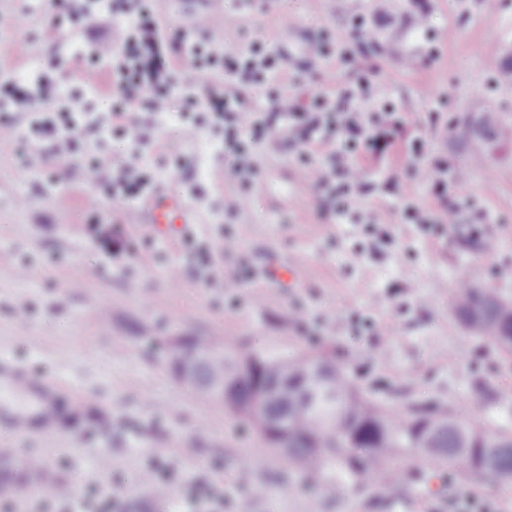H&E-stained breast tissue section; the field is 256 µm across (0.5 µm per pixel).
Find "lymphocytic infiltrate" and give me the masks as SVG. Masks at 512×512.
<instances>
[{
  "label": "lymphocytic infiltrate",
  "instance_id": "lymphocytic-infiltrate-1",
  "mask_svg": "<svg viewBox=\"0 0 512 512\" xmlns=\"http://www.w3.org/2000/svg\"><path fill=\"white\" fill-rule=\"evenodd\" d=\"M112 11L128 20L115 48L105 51L93 46L88 50L92 59L112 61L120 91L112 111H91L85 96L70 95L66 120L61 123L45 109L56 81L42 77L30 85L11 78L0 82V98L13 111L26 113L31 130L54 143L58 155L73 154L87 127H95L99 137H108L116 120L129 133L135 149L148 147L144 134L147 116H159L170 94L179 89L185 96L186 111L206 106L213 130L238 136L232 170L242 186H249L255 175L253 146L285 138L300 149L304 177L325 199L334 217L357 224L380 222V211H357L355 200L366 186V160L386 159L404 128L399 114L381 104L368 80L338 87L331 95L317 92L312 105H305L296 90L315 83L327 56L318 46L292 76V91L275 95L271 111L247 112L243 90L260 81L279 79L276 50L255 51L242 58L225 51L215 32L202 45L184 36L170 39L144 0H113ZM409 157L413 180L428 185L441 206L436 215L407 203L416 223L454 224L462 209L476 207V200L449 198L448 165L425 161L420 138L411 139Z\"/></svg>",
  "mask_w": 512,
  "mask_h": 512
}]
</instances>
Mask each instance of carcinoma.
Wrapping results in <instances>:
<instances>
[{
	"label": "carcinoma",
	"instance_id": "obj_1",
	"mask_svg": "<svg viewBox=\"0 0 512 512\" xmlns=\"http://www.w3.org/2000/svg\"><path fill=\"white\" fill-rule=\"evenodd\" d=\"M459 323L477 339L512 356V296L487 288H461L451 298ZM187 353L208 352L194 369L195 389L238 414L263 386L267 418L287 428L284 447L260 437L278 457L308 472L311 482L332 492L371 488L386 480L389 464L405 455L414 461L408 479L426 481L438 472L461 479L512 482V434L477 425L465 414L440 404L412 403L396 412L360 389L335 360L321 353L276 356L236 348L226 355L208 339L185 340ZM260 358L253 375L225 382L232 361ZM224 383V396L207 391Z\"/></svg>",
	"mask_w": 512,
	"mask_h": 512
}]
</instances>
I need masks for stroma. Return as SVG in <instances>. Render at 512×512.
<instances>
[{
    "instance_id": "obj_1",
    "label": "stroma",
    "mask_w": 512,
    "mask_h": 512,
    "mask_svg": "<svg viewBox=\"0 0 512 512\" xmlns=\"http://www.w3.org/2000/svg\"><path fill=\"white\" fill-rule=\"evenodd\" d=\"M240 0L220 11L186 14L180 0H153L170 33L185 28L204 37L219 30L225 50L243 55L255 45L318 39L343 21L363 18L379 30L371 51L372 78L384 99L404 107L407 128L426 142L428 157L443 159L463 180L449 195L479 197L459 223L434 230L414 224L399 197L434 207L429 189L370 183L359 204L383 205L378 226L337 224L312 189L289 191L297 176L294 149L276 144L254 151L255 185L236 214L224 200L238 193L225 162L230 141L207 127L185 137L181 96L144 129L153 147L133 156L113 137L98 181L74 174L55 184L52 171L83 165L96 137L61 158L43 139L0 138V363L58 384L64 396L53 432L18 436L0 416V445L40 459L44 484L77 494L112 492L120 512H189L197 486L224 494V512H448L458 494L512 512V485L465 482L455 475L406 488L411 459L394 462L386 492L354 489L335 497L307 488L305 475L274 457L256 432L184 385L167 360L181 337L229 336L243 348L273 354L317 350L344 364L351 377L392 409L437 402L477 422L512 431V357L463 329L450 310L461 287L495 288L512 295V76L501 60L512 50V0H499L486 17L483 0H278L298 29H278L272 17L250 15ZM425 16L426 30L416 29ZM38 0H0V71L32 81L50 70L52 51L41 44ZM449 31L450 39H427ZM419 64L410 69L407 56ZM71 88L87 93L97 111L112 109V70L78 58L67 64ZM455 87L450 102L441 96ZM501 118L496 133L479 132L483 113ZM457 137H448L446 126ZM166 176L168 188L193 202L201 221L184 240L154 237L128 223L127 203L110 196L112 170L130 158ZM493 184L484 193L485 184ZM498 243L485 255L482 241ZM236 252H225V240ZM211 253L223 283L192 263L193 250ZM250 273L235 278V256ZM303 262L302 286L267 282L271 262ZM180 268L171 277L169 267ZM387 326L391 335L378 336ZM385 347L377 358L376 347ZM248 467H241L242 458ZM175 461L171 495L158 499L143 486L146 472ZM279 484L288 497L275 494ZM268 487L265 496L259 487Z\"/></svg>"
}]
</instances>
